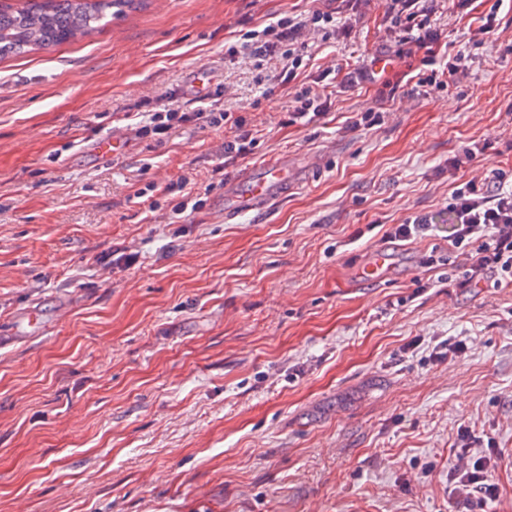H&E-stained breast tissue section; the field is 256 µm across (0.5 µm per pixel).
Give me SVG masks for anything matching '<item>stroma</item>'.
<instances>
[{"mask_svg": "<svg viewBox=\"0 0 512 512\" xmlns=\"http://www.w3.org/2000/svg\"><path fill=\"white\" fill-rule=\"evenodd\" d=\"M434 8L438 40L410 54L387 0H149L0 59V331L71 300L46 337L0 350V512H512V286H464L448 243L454 187L512 174V0ZM316 11L347 29L308 35L330 104L292 125L291 89L239 56L240 35ZM459 51L466 76L417 86ZM373 56L395 59L383 81L339 92ZM170 92L246 119L257 140L236 165L297 152L318 170L225 222L229 129L155 141L123 118ZM368 109L383 123L350 128ZM114 132L127 152L94 156ZM186 174L206 201L187 219L166 190ZM411 214L429 235L402 242L394 276L356 281ZM444 341L465 354L437 359ZM464 445L495 501L453 495Z\"/></svg>", "mask_w": 512, "mask_h": 512, "instance_id": "obj_1", "label": "stroma"}]
</instances>
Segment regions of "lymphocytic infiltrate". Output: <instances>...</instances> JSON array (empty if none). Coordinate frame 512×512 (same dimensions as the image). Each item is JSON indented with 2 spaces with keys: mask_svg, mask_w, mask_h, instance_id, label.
Masks as SVG:
<instances>
[{
  "mask_svg": "<svg viewBox=\"0 0 512 512\" xmlns=\"http://www.w3.org/2000/svg\"><path fill=\"white\" fill-rule=\"evenodd\" d=\"M388 2L393 26L413 32L416 47H427L437 39L433 12L424 0ZM333 21V14L328 12L317 11L306 17L286 15L263 32H246L241 47L256 64H272L275 80L286 86L297 78L303 63L305 31L322 24L332 25ZM128 118L135 121L142 136L165 135L190 122L204 128L230 125L236 135L224 144V157L228 160L246 156L254 143L252 130L225 109L206 107L183 112L172 103L159 102L144 117L132 112ZM448 209L454 217L451 245L466 257L467 283L480 285L491 274L504 281L512 280V186L494 179L471 178L453 192ZM485 466V458L471 457L464 448L456 455L452 474L458 486L482 492L491 501L497 496L496 486L486 479Z\"/></svg>",
  "mask_w": 512,
  "mask_h": 512,
  "instance_id": "lymphocytic-infiltrate-1",
  "label": "lymphocytic infiltrate"
}]
</instances>
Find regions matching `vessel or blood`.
I'll return each instance as SVG.
<instances>
[{"mask_svg": "<svg viewBox=\"0 0 512 512\" xmlns=\"http://www.w3.org/2000/svg\"><path fill=\"white\" fill-rule=\"evenodd\" d=\"M319 166L315 158H308L305 166H298L294 157L282 154L268 161L252 164L228 175L224 181V218L232 220L247 212H261L283 198L288 190L298 185L304 173L314 172ZM393 256L389 247L379 246L370 251L358 275L366 281L383 279L392 268ZM53 323L40 307L29 306L16 311L12 318L11 337L0 336V346L8 340H36L46 336Z\"/></svg>", "mask_w": 512, "mask_h": 512, "instance_id": "b4317fda", "label": "vessel or blood"}]
</instances>
